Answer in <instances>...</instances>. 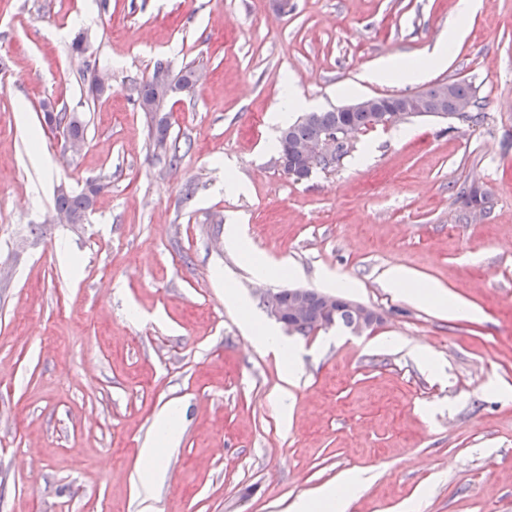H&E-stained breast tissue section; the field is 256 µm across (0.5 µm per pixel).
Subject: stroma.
<instances>
[{
  "label": "stroma",
  "mask_w": 512,
  "mask_h": 512,
  "mask_svg": "<svg viewBox=\"0 0 512 512\" xmlns=\"http://www.w3.org/2000/svg\"><path fill=\"white\" fill-rule=\"evenodd\" d=\"M458 0H0V512H139V449L183 409L153 487L158 512H284L350 471L348 512H512V0H482L445 67L422 60ZM84 31V54L70 50ZM190 64L166 106L176 165L156 155L136 87ZM110 78L87 93V68ZM454 79L475 123L422 116L360 132L334 168L276 165L288 84L314 110ZM87 122L80 152L44 105ZM242 187L225 189L227 174ZM102 182L86 224L55 220L59 186ZM241 221L248 242L224 246ZM71 261L63 263L59 255ZM279 265L262 283L257 262ZM391 265L468 305L451 318L394 294ZM381 321L290 335L294 376L241 328L267 294L334 293ZM236 288L247 311L226 306ZM433 356L426 367L419 347ZM460 1L458 10L460 22L451 30L448 40L438 44L432 53L428 55L424 63L403 59L388 60L367 71L362 78L370 82L387 83L394 80L397 76H401L409 82H417L424 79L429 72L443 67L448 63V42H454L465 35L466 31L462 20L476 6L474 0Z\"/></svg>",
  "instance_id": "obj_1"
}]
</instances>
